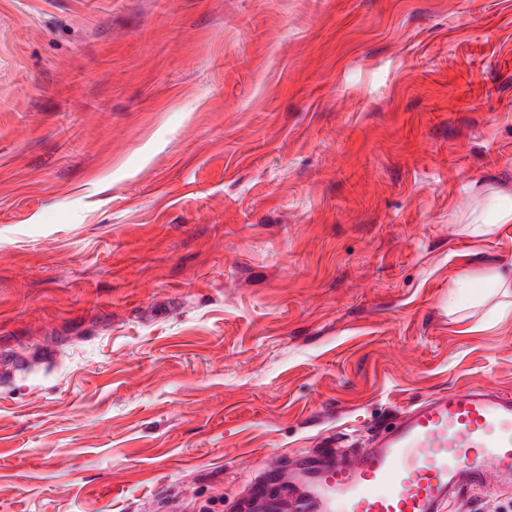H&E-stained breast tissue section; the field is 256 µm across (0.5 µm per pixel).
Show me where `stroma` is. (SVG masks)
Here are the masks:
<instances>
[{
	"mask_svg": "<svg viewBox=\"0 0 512 512\" xmlns=\"http://www.w3.org/2000/svg\"><path fill=\"white\" fill-rule=\"evenodd\" d=\"M510 206L512 0H0V512H200L512 394V320L448 314ZM512 223V208L501 210L494 223L465 224L464 232L473 239H486L495 235L503 224Z\"/></svg>",
	"mask_w": 512,
	"mask_h": 512,
	"instance_id": "1",
	"label": "stroma"
}]
</instances>
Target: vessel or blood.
I'll return each instance as SVG.
<instances>
[{"instance_id":"1","label":"vessel or blood","mask_w":512,"mask_h":512,"mask_svg":"<svg viewBox=\"0 0 512 512\" xmlns=\"http://www.w3.org/2000/svg\"><path fill=\"white\" fill-rule=\"evenodd\" d=\"M511 471L512 396L466 385L412 405L370 447L341 457L319 448L294 471L265 467L242 512H442L461 480Z\"/></svg>"}]
</instances>
